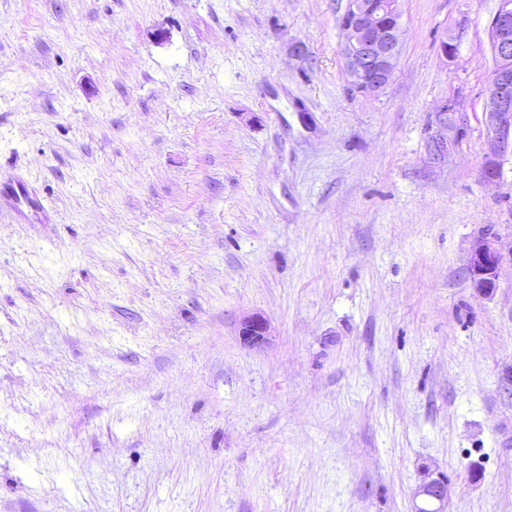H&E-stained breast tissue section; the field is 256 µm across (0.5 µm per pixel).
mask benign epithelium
Returning <instances> with one entry per match:
<instances>
[{
  "label": "benign epithelium",
  "mask_w": 512,
  "mask_h": 512,
  "mask_svg": "<svg viewBox=\"0 0 512 512\" xmlns=\"http://www.w3.org/2000/svg\"><path fill=\"white\" fill-rule=\"evenodd\" d=\"M344 36L343 56L353 88L369 97L382 93L391 81L395 62L404 42L405 31L397 12L386 0L366 4L355 0L341 19ZM488 40L495 67V90L485 95L488 128L487 151L482 175L493 183L500 178L503 158L512 155V0H499L497 12L488 22ZM466 129L460 92H454L435 108L430 136L433 159L442 162ZM512 266V237L485 233L471 245L468 268L472 287L485 296L497 287L500 272ZM240 334L245 344L260 347L269 342L270 324L258 314L241 319ZM415 512H447L451 488L442 477L423 483L414 493Z\"/></svg>",
  "instance_id": "7a95c632"
}]
</instances>
